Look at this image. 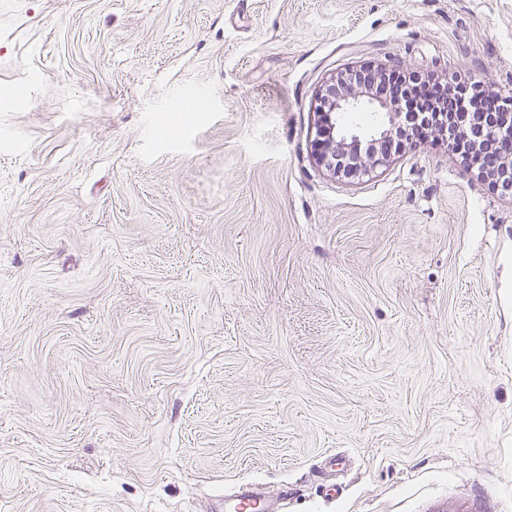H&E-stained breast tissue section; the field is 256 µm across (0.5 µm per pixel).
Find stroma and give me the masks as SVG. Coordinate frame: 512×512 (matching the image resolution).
Listing matches in <instances>:
<instances>
[{
	"instance_id": "35a3bbf8",
	"label": "stroma",
	"mask_w": 512,
	"mask_h": 512,
	"mask_svg": "<svg viewBox=\"0 0 512 512\" xmlns=\"http://www.w3.org/2000/svg\"><path fill=\"white\" fill-rule=\"evenodd\" d=\"M368 67L512 90V0H0V512H512V198L318 166ZM269 492L258 486L245 487L231 502L225 503L226 512H266L272 510Z\"/></svg>"
}]
</instances>
